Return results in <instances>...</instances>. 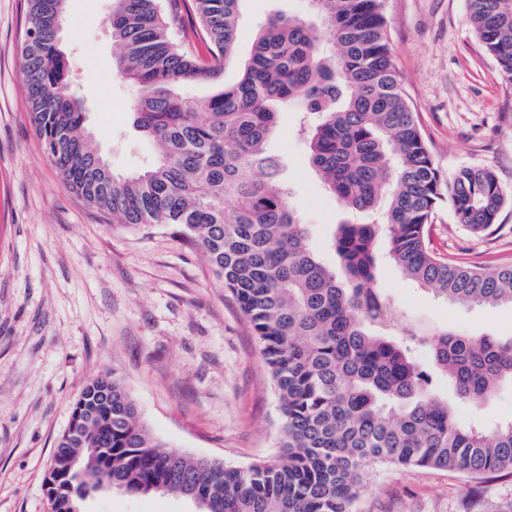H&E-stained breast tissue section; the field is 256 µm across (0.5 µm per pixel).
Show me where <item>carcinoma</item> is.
Masks as SVG:
<instances>
[{"label": "carcinoma", "mask_w": 512, "mask_h": 512, "mask_svg": "<svg viewBox=\"0 0 512 512\" xmlns=\"http://www.w3.org/2000/svg\"><path fill=\"white\" fill-rule=\"evenodd\" d=\"M194 21L159 0H112L119 52L113 73L139 88L133 125L158 153L122 175L103 161L85 126L54 29L66 0H27L21 52L30 122L63 185L114 224H172L199 249L256 336L282 413L281 454L246 468L164 449L142 424L115 374L88 378L73 403L75 429L51 464L76 475L108 456L112 487L147 495L195 494L201 512H353L371 463L410 470L512 471V423L461 425L430 389L406 342L414 322L393 325L373 283L375 240L389 261L439 297L512 305V264H458L430 243L437 209L481 236L508 194L488 166L444 174L435 163L394 61L385 0H312L320 24L276 14L261 26L236 83L206 100L186 85L213 80L236 53L240 0H182ZM470 24L512 82V0H467ZM206 49L200 57L192 40ZM293 106L321 119L307 131L308 161L325 189L353 212L381 210L373 224H341L334 247L345 277L308 243L298 208L266 152L277 114ZM458 396L481 403L512 380V340L455 332L423 338ZM51 512L83 500L66 480Z\"/></svg>", "instance_id": "obj_1"}]
</instances>
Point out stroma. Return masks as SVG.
<instances>
[{
    "mask_svg": "<svg viewBox=\"0 0 512 512\" xmlns=\"http://www.w3.org/2000/svg\"><path fill=\"white\" fill-rule=\"evenodd\" d=\"M112 0H67L62 42L69 78L85 101L87 125L114 171L146 168L157 148L129 111L136 85L114 76ZM390 46L436 164L493 168L512 193V86L483 50L467 0H386ZM26 0H0V512H50L44 478L56 438L68 427L82 383L119 376L151 433L169 451L219 458L232 467L279 453V399L260 346L232 293L204 255L168 224H116L62 184L28 116L21 39ZM311 19L309 0H241L237 51L221 83L201 82L187 96L214 94L237 81L265 19ZM316 117L280 112L268 150L280 163L319 260L336 269L338 224L369 217L327 194L310 167L300 124ZM432 246L465 264H512V202L482 237L440 206ZM382 261L375 286L395 321L423 330L512 339V306H476L436 296ZM462 424L512 421V382L483 404L459 400L435 374ZM82 512H196L172 493L105 489ZM355 512H512V474L366 467Z\"/></svg>",
    "mask_w": 512,
    "mask_h": 512,
    "instance_id": "35a3bbf8",
    "label": "stroma"
}]
</instances>
